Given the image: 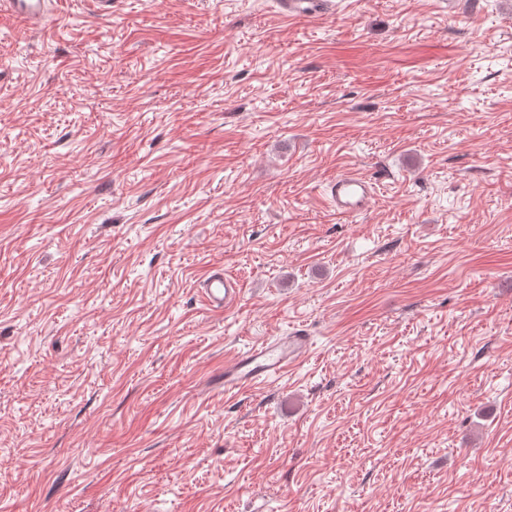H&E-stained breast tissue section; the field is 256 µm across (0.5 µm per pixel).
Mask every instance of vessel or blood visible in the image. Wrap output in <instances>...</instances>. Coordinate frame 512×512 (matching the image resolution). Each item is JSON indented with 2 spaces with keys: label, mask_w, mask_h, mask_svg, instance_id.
Segmentation results:
<instances>
[{
  "label": "vessel or blood",
  "mask_w": 512,
  "mask_h": 512,
  "mask_svg": "<svg viewBox=\"0 0 512 512\" xmlns=\"http://www.w3.org/2000/svg\"><path fill=\"white\" fill-rule=\"evenodd\" d=\"M280 13L290 19H315L329 14L331 0H278ZM58 10L56 0H0L4 12L18 22L39 26ZM375 184L358 173H343L329 181L324 194L337 214L356 217L366 212L373 200ZM241 296L240 283L223 270L209 271L200 285L203 304L213 310L232 306ZM312 343L309 336L292 332L268 338L224 363V390L236 393L279 377L305 357Z\"/></svg>",
  "instance_id": "b4317fda"
}]
</instances>
